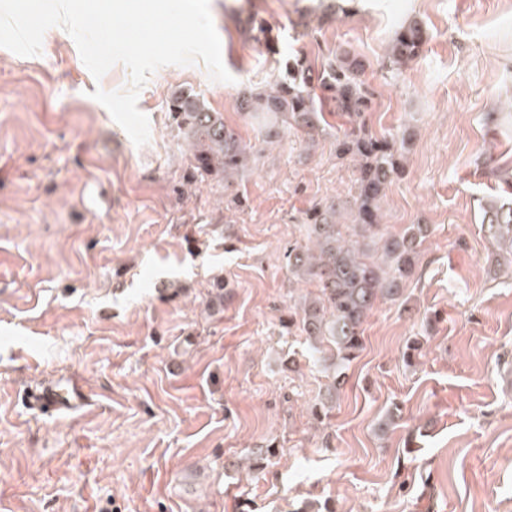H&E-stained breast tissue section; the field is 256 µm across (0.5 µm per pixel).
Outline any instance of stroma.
I'll use <instances>...</instances> for the list:
<instances>
[{"mask_svg": "<svg viewBox=\"0 0 512 512\" xmlns=\"http://www.w3.org/2000/svg\"><path fill=\"white\" fill-rule=\"evenodd\" d=\"M210 11L232 82L199 62L158 69L138 97L141 147L92 97L127 88L126 66L94 79L59 27L40 55L0 48V512H512V276L491 263L478 206L512 176V0ZM252 18L278 31L281 54L244 34ZM413 19L422 52L390 69L394 27ZM298 54L362 60L368 124L406 136L384 228L429 227L403 301L373 309L321 425L309 407L328 379L304 336L280 327L309 290L284 254L309 209L351 196L354 166L336 157L347 124L270 144L238 109ZM181 92L223 113L255 155L228 184L192 177L169 115ZM234 195L245 210H226ZM216 278L214 314L203 299ZM68 375L86 381L87 407L52 418L25 404ZM394 408L396 425L379 430ZM271 445L276 457L236 468Z\"/></svg>", "mask_w": 512, "mask_h": 512, "instance_id": "1", "label": "stroma"}]
</instances>
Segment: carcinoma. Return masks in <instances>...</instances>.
I'll list each match as a JSON object with an SVG mask.
<instances>
[{"mask_svg": "<svg viewBox=\"0 0 512 512\" xmlns=\"http://www.w3.org/2000/svg\"><path fill=\"white\" fill-rule=\"evenodd\" d=\"M247 33L277 54L278 38L263 23H250ZM424 31L414 21L397 29L388 61L394 68L417 58ZM287 77L263 92H245L239 108L254 119L263 139L272 143L289 129L312 137L324 130L326 107L351 123L337 139L336 151L355 162V192L349 204L353 223L341 224L334 202L314 205L304 224L305 243L288 247V272L309 283L314 291L303 299L299 320L286 329L304 333L314 362L331 377L327 397L311 409L316 420L328 417L327 406L345 379V370L364 346V324L382 300L403 296L404 285L416 274L419 247L428 233L425 224H413L400 237L383 232L381 200L394 177L402 174L397 139L378 137L364 114L371 109L372 93L361 75L362 61L350 55L314 69L302 56L286 63ZM170 116L189 144L193 172L229 181L248 161L246 145L235 129L224 124L220 112L211 111L197 96L173 99ZM482 225L512 263V180L500 194L481 202ZM208 308L224 307V281L216 280L206 298Z\"/></svg>", "mask_w": 512, "mask_h": 512, "instance_id": "carcinoma-1", "label": "carcinoma"}]
</instances>
